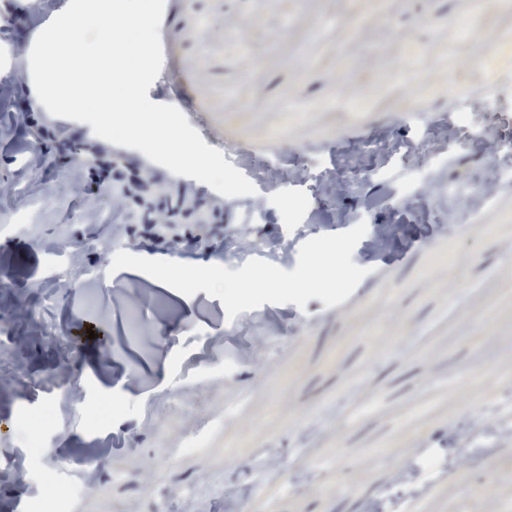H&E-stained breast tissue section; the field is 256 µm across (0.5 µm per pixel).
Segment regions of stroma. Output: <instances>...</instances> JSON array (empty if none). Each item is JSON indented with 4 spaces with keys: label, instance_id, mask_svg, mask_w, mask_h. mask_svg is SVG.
I'll return each instance as SVG.
<instances>
[{
    "label": "stroma",
    "instance_id": "1",
    "mask_svg": "<svg viewBox=\"0 0 512 512\" xmlns=\"http://www.w3.org/2000/svg\"><path fill=\"white\" fill-rule=\"evenodd\" d=\"M28 0H0L10 16L0 50L20 86L0 105V512L54 495L70 512H174L193 485L219 484L198 512H360L403 462L437 464L430 512L474 490L478 512L512 500V456L497 442L478 460L469 430L512 396L494 373L512 366V194L497 189L479 219L463 221L475 184L496 181L474 145L451 137L461 113L455 80L480 88L475 61L511 28L499 0H166L159 34L189 80L182 112L202 113L213 146L255 187L225 197L136 149L63 166L82 180L68 193L54 170L62 144L96 145L89 124L40 103L29 45L45 27L24 26ZM428 51L413 71L405 41ZM27 111L25 123L12 109ZM432 150L419 149V142ZM372 169L360 189L333 193L305 167ZM123 197L124 230L113 227ZM367 232L352 260L368 273L342 303L270 304L228 318L200 291L174 299L134 269L112 271L121 251L235 271L252 259L294 270L306 240ZM252 246L225 247L239 227ZM399 237L371 249L380 228ZM145 328L132 337L127 307ZM109 337L100 349L90 332ZM79 374L62 365L65 338ZM114 409L96 421L101 401ZM56 402L40 438L67 470L43 479L22 458L24 414ZM224 428L210 447L168 460L186 433ZM275 470L282 493L251 483Z\"/></svg>",
    "mask_w": 512,
    "mask_h": 512
}]
</instances>
